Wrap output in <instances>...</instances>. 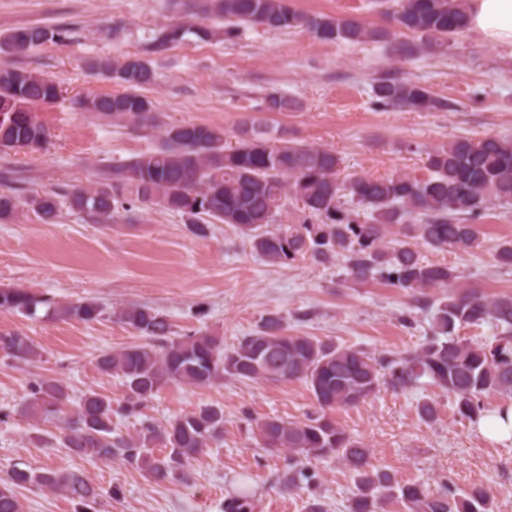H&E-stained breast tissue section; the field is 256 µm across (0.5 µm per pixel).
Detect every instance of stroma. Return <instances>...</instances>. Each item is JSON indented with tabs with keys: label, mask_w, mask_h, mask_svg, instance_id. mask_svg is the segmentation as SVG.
Wrapping results in <instances>:
<instances>
[{
	"label": "stroma",
	"mask_w": 512,
	"mask_h": 512,
	"mask_svg": "<svg viewBox=\"0 0 512 512\" xmlns=\"http://www.w3.org/2000/svg\"><path fill=\"white\" fill-rule=\"evenodd\" d=\"M309 13L344 16L384 27L378 0H291ZM173 0H0V33L28 26H63L65 44H46L22 58L0 55V68L21 66L53 79L59 99L36 109L49 133L39 149L0 151V171L25 177L33 194L58 187H90L101 168L157 148L164 126L200 123L235 137L243 119L283 129L290 140L336 151L345 175L382 177L426 173L428 152L457 137L512 138V46L485 42L474 32L452 39L445 53L420 52L394 60L381 43L325 42L299 31L248 27L225 35L222 22L198 17L211 37L188 36L158 51L153 37L180 20ZM136 55L156 78L145 94L161 124L132 126L75 110L74 98L115 93L119 87L93 64L104 57ZM417 81L452 103L438 112L383 111L371 86L383 74ZM270 92L298 100L295 112H265ZM133 220L96 223L62 206L44 223L27 206L0 223V287H22L60 302L92 298L109 307L145 305L163 313L174 331L202 330L233 346L263 318L281 317L291 336H313L379 356L417 348L430 334L432 309H418L410 293L382 279L358 283L344 260L320 265L297 259L273 265L227 224L192 235L183 218L159 207H135ZM486 240L464 252L420 246L424 261L453 267L457 287L486 294L512 293V268L497 265L495 243L512 239V205H491L482 219ZM21 331L39 348L40 361L25 364L0 354V480L13 465L79 473L99 489L100 512H224V499L241 487L255 493V512H349L355 492L351 472L336 458L291 459L264 448L258 423L270 418L304 420L313 396L300 381L241 382L224 378L196 387L169 384L143 410L164 426L200 405L224 408V436L192 461L190 484L148 482L115 459L74 455L59 440L61 423L36 422L22 406L31 381L58 379L71 399L87 389L124 400L119 377L102 374L105 351L139 342L116 319L30 321L0 309V332ZM434 400L435 422L424 423L419 402ZM347 433L370 451L371 462L398 480L437 491L443 482L459 494L484 489L495 512H512V442L482 437L475 422L458 416L453 397L424 384L406 392L381 390L354 407L332 413ZM306 474L286 486L290 468ZM21 512H75L62 493L35 485L15 490Z\"/></svg>",
	"instance_id": "obj_1"
}]
</instances>
